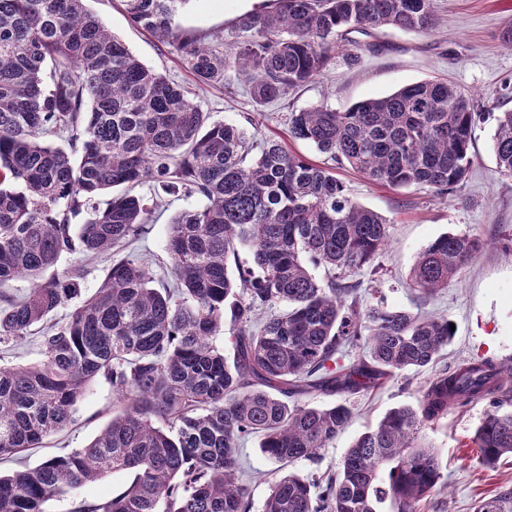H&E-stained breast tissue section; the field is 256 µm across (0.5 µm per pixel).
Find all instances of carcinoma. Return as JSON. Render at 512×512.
I'll return each mask as SVG.
<instances>
[{
    "instance_id": "cac0c4a2",
    "label": "carcinoma",
    "mask_w": 512,
    "mask_h": 512,
    "mask_svg": "<svg viewBox=\"0 0 512 512\" xmlns=\"http://www.w3.org/2000/svg\"><path fill=\"white\" fill-rule=\"evenodd\" d=\"M85 2L0 0V344L35 326L43 333L38 363L0 367V459L70 425L98 377L125 409L86 447L0 475V512H45L64 488L117 472L132 476L121 493L81 500L72 512H252L240 455L252 436L279 472L261 512H376L384 499L395 512H419L444 486L423 429L480 400L491 410L472 440L479 462L493 468L512 455V360L463 359L435 371L417 406L393 408L359 435L337 473L287 471L316 460L345 429L350 399L436 366L451 321L362 306V283L348 277L384 250L387 220L354 202L330 169L210 121L192 91L145 66ZM122 2L131 24L180 53L198 86L224 83L232 59L259 103L322 76L336 50L353 45L352 32L435 26L434 0H275L240 16L224 40L180 31L189 0ZM211 38L224 40V51ZM480 116L470 95L432 79L342 112H290L287 125L290 137L374 183L446 195L466 180ZM494 120L495 161L512 177V110ZM59 133L66 150L42 141ZM145 185L156 196L206 199L169 224L173 284L152 287L149 267L128 254L67 319L47 323L80 295L85 266L46 272L64 254L115 256L147 234L157 201L136 192ZM241 246L250 259H239ZM488 246L477 234L430 242L410 271L419 298L448 287ZM18 277L37 281L26 295L5 296L1 287ZM279 303L288 310L263 320ZM226 309L227 355L212 342ZM316 394L340 400L305 402ZM475 512H512V490L480 500Z\"/></svg>"
}]
</instances>
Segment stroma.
<instances>
[{"label": "stroma", "instance_id": "stroma-1", "mask_svg": "<svg viewBox=\"0 0 512 512\" xmlns=\"http://www.w3.org/2000/svg\"><path fill=\"white\" fill-rule=\"evenodd\" d=\"M269 0H189L177 22L188 32L219 31L229 34L236 19L264 9ZM86 5L147 66L184 87L193 89L194 100L210 114L211 121L243 126L248 133L280 141L295 154L320 164L324 161L311 144L288 135V113L322 104L342 111L352 104L379 97L400 87L442 77L471 93L482 118L475 127L472 165L463 184L439 196L425 188L391 189L375 184L340 165L336 176L351 198L383 216L390 224L385 250L357 273L363 284L378 289L392 308L425 311L446 316L455 325V336L443 352V362L455 365L464 358L512 359V256L501 248H489L464 267L426 304H418L407 278L418 253L442 234H478L487 239L512 236V178L499 172L492 151L494 113L512 110V48L504 45L502 30L512 22V0H435L437 24L426 34L379 29L359 36L356 61L337 55L329 71L305 87L265 105L253 101L246 86L227 65L224 82L200 90L175 49L133 26L120 0H87ZM205 204L200 196L169 197L168 207L132 252L147 257L155 278H163L171 260L165 237L172 217ZM427 373L404 372L378 389L361 393L353 401L354 415L333 443L322 450L317 463L300 460L291 470L300 475L336 472L352 442L375 426L392 408L417 405ZM122 402L101 378L90 383L77 406L75 420L65 430L46 437L41 447L26 451L21 460L0 462V473L10 474L19 464L36 465L65 448L91 443L121 411ZM488 403L479 402L424 430L425 441L438 451L447 483L421 512H473L476 501L503 486H512V458L495 468L479 464L472 438ZM251 472V497L262 505L270 492L274 465L251 437L242 450ZM130 477L108 474L98 480L65 488L48 501L46 512H70L73 502L94 500L120 493Z\"/></svg>", "mask_w": 512, "mask_h": 512}]
</instances>
